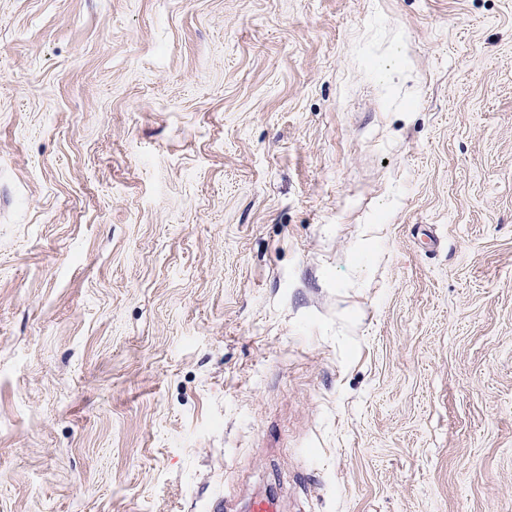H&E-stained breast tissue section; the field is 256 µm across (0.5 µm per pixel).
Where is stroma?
I'll return each instance as SVG.
<instances>
[{
    "instance_id": "35a3bbf8",
    "label": "stroma",
    "mask_w": 512,
    "mask_h": 512,
    "mask_svg": "<svg viewBox=\"0 0 512 512\" xmlns=\"http://www.w3.org/2000/svg\"><path fill=\"white\" fill-rule=\"evenodd\" d=\"M512 512V0H0V512Z\"/></svg>"
}]
</instances>
